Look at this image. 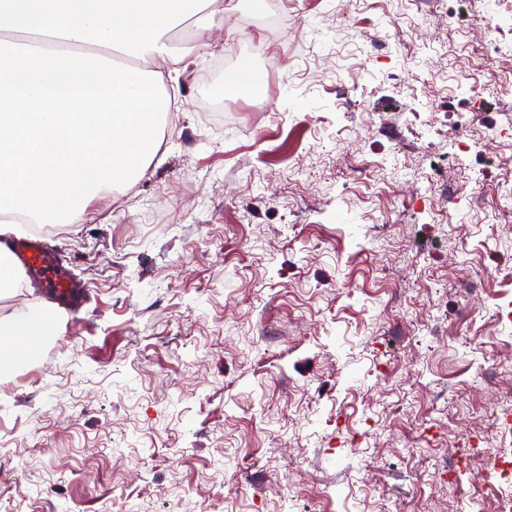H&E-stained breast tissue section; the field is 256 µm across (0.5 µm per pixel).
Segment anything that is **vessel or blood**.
<instances>
[{
	"label": "vessel or blood",
	"mask_w": 512,
	"mask_h": 512,
	"mask_svg": "<svg viewBox=\"0 0 512 512\" xmlns=\"http://www.w3.org/2000/svg\"><path fill=\"white\" fill-rule=\"evenodd\" d=\"M0 251L14 268L42 288L44 294L67 312L75 314L90 302L83 285L73 276L71 263L37 238L9 239Z\"/></svg>",
	"instance_id": "obj_1"
}]
</instances>
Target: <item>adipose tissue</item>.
Masks as SVG:
<instances>
[{"label":"adipose tissue","instance_id":"ef3b65f1","mask_svg":"<svg viewBox=\"0 0 512 512\" xmlns=\"http://www.w3.org/2000/svg\"><path fill=\"white\" fill-rule=\"evenodd\" d=\"M221 23L210 0H0V216L73 224L92 198L143 173L171 95L149 61L184 63L165 36ZM42 311L0 323L20 363Z\"/></svg>","mask_w":512,"mask_h":512}]
</instances>
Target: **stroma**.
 Masks as SVG:
<instances>
[{
    "instance_id": "obj_1",
    "label": "stroma",
    "mask_w": 512,
    "mask_h": 512,
    "mask_svg": "<svg viewBox=\"0 0 512 512\" xmlns=\"http://www.w3.org/2000/svg\"><path fill=\"white\" fill-rule=\"evenodd\" d=\"M224 23L169 35L190 58L175 116L134 185L94 199L48 243L91 296L29 360L0 372V486L17 512H488L512 477L474 482L478 425L512 381V135L467 172L415 188L453 130L512 109V58L485 70L483 0H448L423 29L414 0H222ZM417 45V56L394 50ZM242 98L199 78L229 58ZM222 101V123L200 95ZM437 107L439 133L398 113ZM266 109L261 127L237 114ZM383 233L386 243L373 239ZM0 319L54 314L23 274ZM468 295H461V288ZM224 91L234 95L253 92V77L249 63L242 62L233 72L224 77Z\"/></svg>"
}]
</instances>
